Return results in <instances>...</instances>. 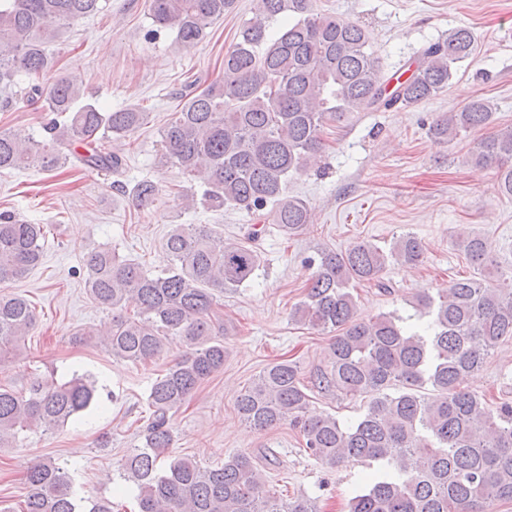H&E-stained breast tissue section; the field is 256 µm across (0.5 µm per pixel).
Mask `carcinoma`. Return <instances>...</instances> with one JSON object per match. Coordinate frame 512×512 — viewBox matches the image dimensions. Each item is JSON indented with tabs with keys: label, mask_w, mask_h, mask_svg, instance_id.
Masks as SVG:
<instances>
[{
	"label": "carcinoma",
	"mask_w": 512,
	"mask_h": 512,
	"mask_svg": "<svg viewBox=\"0 0 512 512\" xmlns=\"http://www.w3.org/2000/svg\"><path fill=\"white\" fill-rule=\"evenodd\" d=\"M235 0H149L155 38L174 35L182 47L197 44ZM104 8L103 0H0V83L18 87L28 100L44 99L51 118L40 140L0 131V170L37 163L45 171L79 166L116 177L127 190L121 147L147 120L136 107L109 110L80 102L82 81L62 78L48 88L40 76L54 62L44 49L78 19ZM475 36L458 27L425 47L403 80L380 64L365 30L314 0H255L237 41L224 54V75L181 95V107L160 130L161 159L203 188L184 197L220 212L263 213L265 222L291 239L311 223L306 201L285 194L288 177L323 150L322 128L348 112H381L430 100L448 89L455 65L474 51ZM495 104L475 98L460 110L439 112L428 134L446 144L493 121ZM466 161L496 170L499 194L512 197V128L477 141ZM157 185L132 188L141 208L153 205ZM261 229L224 238L207 224H176L166 241L169 267L151 271L101 246L87 253L84 288L112 312L101 344L112 356L148 363L165 340L179 336L186 351L153 382L143 447L122 465V477L138 489L139 512H317L307 496L285 499L264 480L260 465L244 453L218 468L181 458L158 468L172 443V417L199 386L224 369V337L217 315L226 288L251 282L260 270ZM42 224L0 213V282L27 277L43 259ZM467 260L490 281L457 279L413 301V316L391 312L364 318L354 288L390 286L391 264L416 265L421 240L405 233L389 252L369 242L344 251L323 250L305 264L313 269L296 322L334 332L327 363L311 386L292 360L268 365L237 398V411L258 432L283 424L299 429L308 455L331 468L378 464L368 490L351 499L349 512H496L512 501V405L493 409L480 394L461 387L498 345L512 339V271L503 272L488 241L459 237ZM137 311L124 314L129 298ZM36 324L35 307L20 295L0 297V365L22 349ZM363 402V413L345 426L332 415L309 413V393ZM97 381L77 373L66 382L34 378L22 389L0 385V447L21 431L53 430L88 411ZM29 492L21 512H112V502L76 497L65 468L49 461L27 472Z\"/></svg>",
	"instance_id": "cac0c4a2"
}]
</instances>
